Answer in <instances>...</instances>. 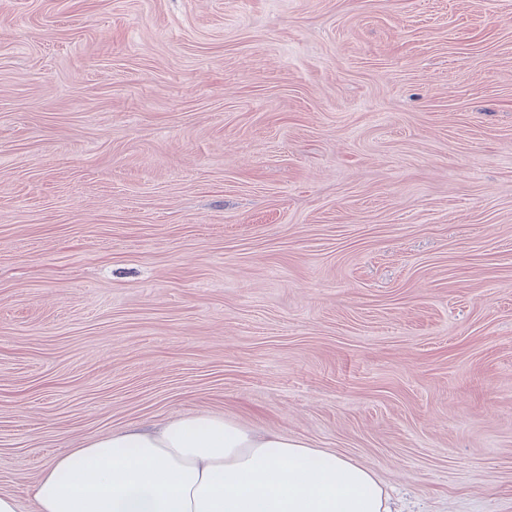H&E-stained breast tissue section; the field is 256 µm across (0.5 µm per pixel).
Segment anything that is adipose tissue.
Listing matches in <instances>:
<instances>
[{
	"instance_id": "1",
	"label": "adipose tissue",
	"mask_w": 512,
	"mask_h": 512,
	"mask_svg": "<svg viewBox=\"0 0 512 512\" xmlns=\"http://www.w3.org/2000/svg\"><path fill=\"white\" fill-rule=\"evenodd\" d=\"M30 497L35 512H391L368 468L210 414L88 438Z\"/></svg>"
}]
</instances>
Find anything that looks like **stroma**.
<instances>
[{
    "label": "stroma",
    "mask_w": 512,
    "mask_h": 512,
    "mask_svg": "<svg viewBox=\"0 0 512 512\" xmlns=\"http://www.w3.org/2000/svg\"><path fill=\"white\" fill-rule=\"evenodd\" d=\"M205 413L512 512V0H0V492Z\"/></svg>",
    "instance_id": "35a3bbf8"
}]
</instances>
